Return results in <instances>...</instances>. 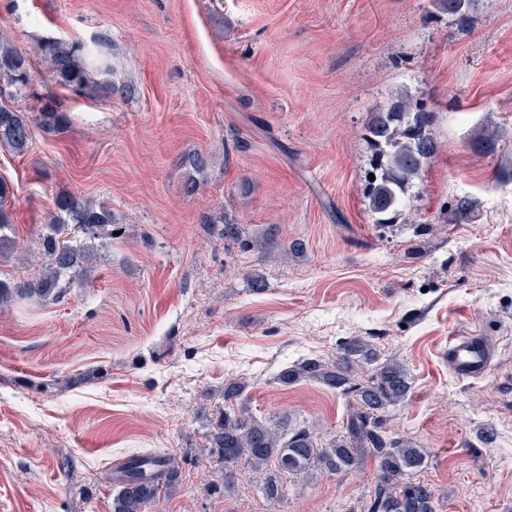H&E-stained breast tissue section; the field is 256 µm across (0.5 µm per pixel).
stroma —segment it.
I'll return each instance as SVG.
<instances>
[{
    "label": "stroma",
    "mask_w": 512,
    "mask_h": 512,
    "mask_svg": "<svg viewBox=\"0 0 512 512\" xmlns=\"http://www.w3.org/2000/svg\"><path fill=\"white\" fill-rule=\"evenodd\" d=\"M1 29L33 56L48 39L103 54L120 91L75 95L37 63L71 122L27 155L0 147V276L35 278L58 195L110 203L120 233L83 287L0 305V512H111L117 465L154 454L180 463L165 512H366L374 456L280 476L271 501L206 442L232 377L255 417L345 436L352 396L275 378L354 336L408 371L384 426L427 448L436 512H512V0H472L464 22L433 0H0ZM401 95L431 112L437 153L379 224L367 126ZM456 331L487 336L488 375L449 372ZM226 471L234 491L212 493Z\"/></svg>",
    "instance_id": "obj_1"
}]
</instances>
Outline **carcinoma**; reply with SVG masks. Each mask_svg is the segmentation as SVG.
Returning a JSON list of instances; mask_svg holds the SVG:
<instances>
[{"mask_svg": "<svg viewBox=\"0 0 512 512\" xmlns=\"http://www.w3.org/2000/svg\"><path fill=\"white\" fill-rule=\"evenodd\" d=\"M442 12L465 18L469 0H433ZM52 80L75 93L91 90L100 96L118 92L108 79L110 68L87 57L78 44L47 40L39 48ZM32 61L10 37L0 32V146L24 156L34 143V128L62 132L70 124L68 112L55 97L47 95L28 109L17 108L11 99L29 89ZM431 113L408 97H400L386 112H378L368 127V139L376 146L366 204L376 223L387 224L390 215L404 205L407 186L421 177L433 161L437 145L427 131ZM13 188L0 179V231L13 223L10 207ZM56 217L50 232L39 238L44 255L41 274L33 280L0 278V303L39 297L56 299L66 289L80 285L96 260L102 259L106 239L112 236V209L104 202L91 203L72 195L55 199ZM79 225L88 240L75 243L60 238ZM377 364L368 381L359 378L361 364ZM303 378L315 380L343 394L354 396L347 436L328 443L318 441L304 428L286 429L262 421L238 407L247 382H224V409L213 424L210 448L224 461H244L270 500L282 490L267 471L273 469L295 478L311 479L317 473L341 474L360 469L367 455L378 459L379 474L368 512H436L427 485L412 480L428 458L427 449L391 436L382 415L403 402L410 389L409 376L395 358L379 361L373 344L363 337L343 343L331 361L307 359L280 371L276 380L289 385ZM181 477L179 461L170 455L138 456L125 461L115 473L112 512H146L160 490L174 486Z\"/></svg>", "mask_w": 512, "mask_h": 512, "instance_id": "1", "label": "carcinoma"}]
</instances>
